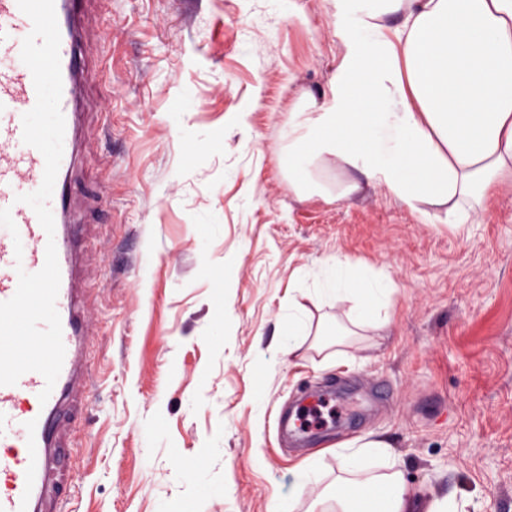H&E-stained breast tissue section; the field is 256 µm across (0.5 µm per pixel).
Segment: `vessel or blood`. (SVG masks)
Segmentation results:
<instances>
[{
    "label": "vessel or blood",
    "mask_w": 512,
    "mask_h": 512,
    "mask_svg": "<svg viewBox=\"0 0 512 512\" xmlns=\"http://www.w3.org/2000/svg\"><path fill=\"white\" fill-rule=\"evenodd\" d=\"M82 0H54L60 31L61 110L65 119L63 155L49 201L54 234H46L34 210L19 197L42 184V154L23 141L22 116L36 103L30 70L20 54L32 22L17 0H0V209H9L17 234L0 227V302L13 297L19 271L35 273L45 263L47 243H55L60 269L56 309L65 347L63 365L47 400L40 373L0 386V512H60L69 483L59 466L69 425L87 400L90 371L86 351L91 340L87 289L76 285L79 246L85 226L70 214L71 173L77 158V112L84 96L85 65L77 22Z\"/></svg>",
    "instance_id": "vessel-or-blood-1"
}]
</instances>
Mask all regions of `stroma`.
<instances>
[{"mask_svg": "<svg viewBox=\"0 0 512 512\" xmlns=\"http://www.w3.org/2000/svg\"><path fill=\"white\" fill-rule=\"evenodd\" d=\"M333 11L296 0L276 21L261 0H87L72 212L97 345L68 512H186L198 470L217 489L200 512H334L341 455L366 436L391 446L380 473L423 501L512 512V174L460 227L447 205L382 184L293 190L288 114L336 72ZM186 93L182 130L165 115ZM331 257L397 287L388 327L350 346L324 334L348 302L308 284ZM290 301L313 329L291 356ZM329 382L349 390L340 421L304 446L280 437L281 413ZM311 465L322 481L301 486ZM279 320L284 328L279 347L290 356L297 349L296 338L309 335L308 313L302 305L290 301L281 307Z\"/></svg>", "mask_w": 512, "mask_h": 512, "instance_id": "obj_1", "label": "stroma"}]
</instances>
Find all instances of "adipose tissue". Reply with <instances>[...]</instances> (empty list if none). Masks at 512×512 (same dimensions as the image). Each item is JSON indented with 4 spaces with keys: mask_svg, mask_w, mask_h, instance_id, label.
Returning a JSON list of instances; mask_svg holds the SVG:
<instances>
[{
    "mask_svg": "<svg viewBox=\"0 0 512 512\" xmlns=\"http://www.w3.org/2000/svg\"><path fill=\"white\" fill-rule=\"evenodd\" d=\"M344 48L333 79L302 94L288 115L295 129L288 177L322 194L313 162L333 156L398 198L441 200L448 221L468 224L512 164V0H333ZM326 299L350 302L361 329L388 326L394 284L354 277L349 260L311 266ZM385 441L348 450L349 480L336 485L346 512H447L421 503L398 473L376 474Z\"/></svg>",
    "mask_w": 512,
    "mask_h": 512,
    "instance_id": "1",
    "label": "adipose tissue"
}]
</instances>
